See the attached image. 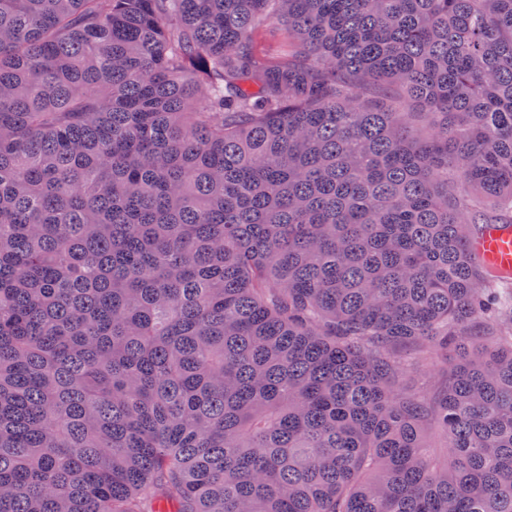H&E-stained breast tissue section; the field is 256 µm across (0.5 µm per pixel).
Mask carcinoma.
Listing matches in <instances>:
<instances>
[{
	"label": "carcinoma",
	"mask_w": 512,
	"mask_h": 512,
	"mask_svg": "<svg viewBox=\"0 0 512 512\" xmlns=\"http://www.w3.org/2000/svg\"><path fill=\"white\" fill-rule=\"evenodd\" d=\"M490 224L512 0H0V512H512ZM255 42L261 54L281 57L288 53V31L283 28L269 25L256 34ZM437 380V372L428 360H413L407 370V384L422 393L431 391Z\"/></svg>",
	"instance_id": "cac0c4a2"
}]
</instances>
